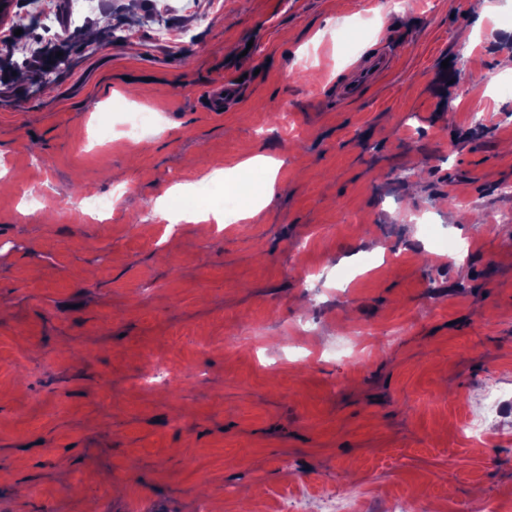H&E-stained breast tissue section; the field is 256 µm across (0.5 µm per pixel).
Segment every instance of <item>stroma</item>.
Segmentation results:
<instances>
[{"label": "stroma", "instance_id": "1", "mask_svg": "<svg viewBox=\"0 0 512 512\" xmlns=\"http://www.w3.org/2000/svg\"><path fill=\"white\" fill-rule=\"evenodd\" d=\"M489 4L32 0L41 42L0 24V512L330 491L512 512V416L484 444L466 429L485 389L512 395V0ZM387 40L394 67L340 99ZM225 75L241 96L217 115L198 93ZM118 103L153 125L102 141ZM255 154L282 165L251 220L154 218L176 182ZM327 266L356 274L314 293Z\"/></svg>", "mask_w": 512, "mask_h": 512}]
</instances>
